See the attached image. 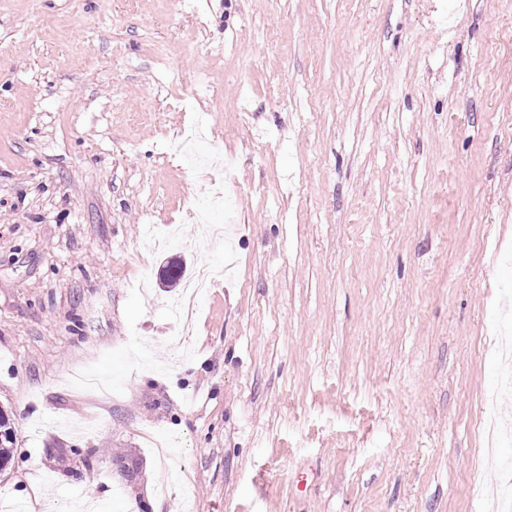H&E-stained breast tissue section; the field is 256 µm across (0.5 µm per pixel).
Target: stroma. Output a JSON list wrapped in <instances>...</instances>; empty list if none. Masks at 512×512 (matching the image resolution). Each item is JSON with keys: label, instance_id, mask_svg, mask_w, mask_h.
<instances>
[{"label": "stroma", "instance_id": "obj_1", "mask_svg": "<svg viewBox=\"0 0 512 512\" xmlns=\"http://www.w3.org/2000/svg\"><path fill=\"white\" fill-rule=\"evenodd\" d=\"M511 328L512 0H0V512H492Z\"/></svg>", "mask_w": 512, "mask_h": 512}]
</instances>
